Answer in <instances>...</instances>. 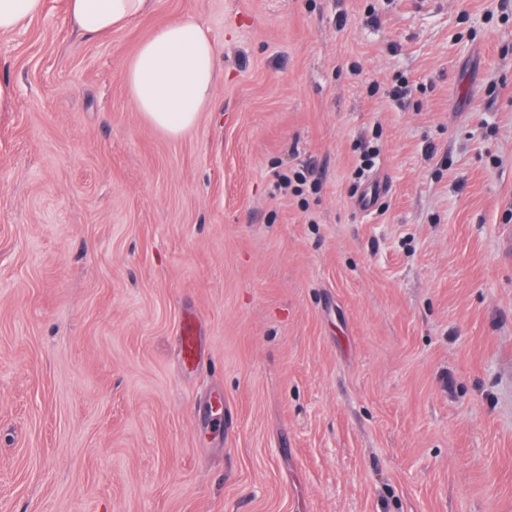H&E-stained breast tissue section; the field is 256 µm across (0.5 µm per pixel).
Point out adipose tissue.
Here are the masks:
<instances>
[{
	"label": "adipose tissue",
	"mask_w": 512,
	"mask_h": 512,
	"mask_svg": "<svg viewBox=\"0 0 512 512\" xmlns=\"http://www.w3.org/2000/svg\"><path fill=\"white\" fill-rule=\"evenodd\" d=\"M155 0H68L74 29L103 37L153 9ZM134 108L154 128L179 137L212 102L218 79L213 43L188 17L176 18L143 41L122 69Z\"/></svg>",
	"instance_id": "obj_1"
}]
</instances>
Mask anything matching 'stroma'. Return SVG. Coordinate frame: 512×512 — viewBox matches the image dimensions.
I'll list each match as a JSON object with an SVG mask.
<instances>
[{
	"label": "stroma",
	"instance_id": "stroma-1",
	"mask_svg": "<svg viewBox=\"0 0 512 512\" xmlns=\"http://www.w3.org/2000/svg\"><path fill=\"white\" fill-rule=\"evenodd\" d=\"M180 16L172 138L121 69ZM0 78V512H512V0H46ZM155 0H68L73 28L84 36L112 35L152 10ZM122 79L136 112L179 137L212 103L218 79L213 43L193 19H173L140 44ZM183 362L193 364L201 354V340L195 320L186 318L180 330Z\"/></svg>",
	"mask_w": 512,
	"mask_h": 512
}]
</instances>
